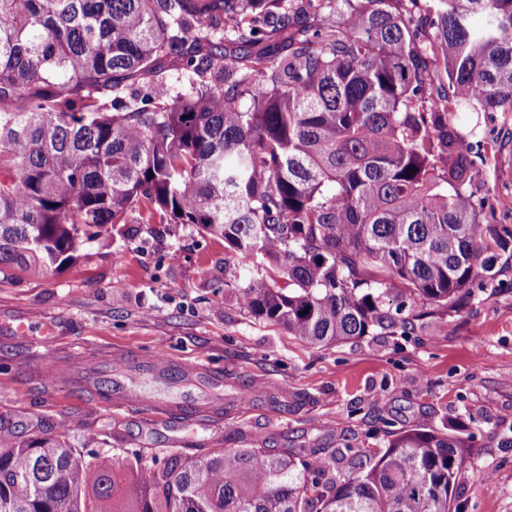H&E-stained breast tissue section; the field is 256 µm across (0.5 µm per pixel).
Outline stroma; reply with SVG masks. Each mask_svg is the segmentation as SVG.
<instances>
[{"label": "stroma", "instance_id": "stroma-1", "mask_svg": "<svg viewBox=\"0 0 512 512\" xmlns=\"http://www.w3.org/2000/svg\"><path fill=\"white\" fill-rule=\"evenodd\" d=\"M482 190L512 227V112L488 116ZM237 259L223 240L186 224H130L75 265L0 278V323L23 313L57 323L44 346L0 332V425L19 439L69 424L86 454L113 449L384 447L388 432L429 424L471 436L461 512H512V250L498 259L503 287L472 288L452 310L427 311L411 336H363L313 347L241 308ZM164 356L174 366L222 372L200 391H158L165 410L119 405L95 387L46 378L43 358ZM276 389L287 408L269 403ZM491 476L494 492L480 480Z\"/></svg>", "mask_w": 512, "mask_h": 512}]
</instances>
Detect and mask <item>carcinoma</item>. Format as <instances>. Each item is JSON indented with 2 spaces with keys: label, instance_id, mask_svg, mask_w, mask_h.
<instances>
[{
  "label": "carcinoma",
  "instance_id": "carcinoma-1",
  "mask_svg": "<svg viewBox=\"0 0 512 512\" xmlns=\"http://www.w3.org/2000/svg\"><path fill=\"white\" fill-rule=\"evenodd\" d=\"M461 112H512V0H0V274L71 266L145 206L224 239L262 323L407 336L512 246ZM467 448L419 425L116 465L6 432L0 512H452Z\"/></svg>",
  "mask_w": 512,
  "mask_h": 512
}]
</instances>
